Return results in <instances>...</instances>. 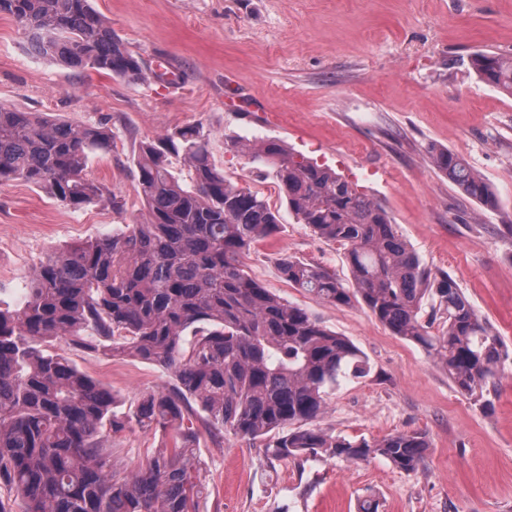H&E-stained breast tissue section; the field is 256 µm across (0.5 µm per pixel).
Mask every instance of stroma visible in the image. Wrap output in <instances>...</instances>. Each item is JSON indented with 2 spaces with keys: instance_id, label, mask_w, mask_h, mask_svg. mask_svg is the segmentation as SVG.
<instances>
[{
  "instance_id": "35a3bbf8",
  "label": "stroma",
  "mask_w": 512,
  "mask_h": 512,
  "mask_svg": "<svg viewBox=\"0 0 512 512\" xmlns=\"http://www.w3.org/2000/svg\"><path fill=\"white\" fill-rule=\"evenodd\" d=\"M145 80L72 69L34 54L0 14V104L71 123L103 124L112 150L87 174L113 204L74 209L31 184L0 185V306L14 305L45 253L117 232L140 217V141L188 124L210 135L224 176L267 201L276 234L244 256L249 275L349 338L371 366L326 397L317 427L347 438L426 433L415 471L381 458L269 459L263 440L201 433L194 452L206 487L199 512H512V365L488 407L475 405L415 343L366 308L335 307L293 288L276 261L291 255L349 280L344 250L300 224L273 169L231 151L232 137L276 139L379 203L433 274L450 275L512 349V95L482 82L474 52L512 57V0H92ZM463 157L498 205L465 196L431 148ZM115 396L116 413L173 382L137 358L67 350ZM163 431L113 434L121 471L164 447Z\"/></svg>"
}]
</instances>
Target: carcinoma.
<instances>
[{"label":"carcinoma","mask_w":512,"mask_h":512,"mask_svg":"<svg viewBox=\"0 0 512 512\" xmlns=\"http://www.w3.org/2000/svg\"><path fill=\"white\" fill-rule=\"evenodd\" d=\"M2 13L43 58L144 78L143 62L91 0H0ZM471 66L481 81L512 94V57L481 52ZM227 145L274 168L299 222L344 247L353 286L283 255L278 270L289 285L332 306H365L447 368L475 403L490 405L512 351L449 275L421 264L378 203L277 140L231 138ZM111 148L112 131L100 125L0 104V185L21 180L74 208L110 202L86 169L92 155ZM432 158L465 195L496 206V192L464 159L437 149ZM175 159L188 166L190 181L176 172ZM136 166L143 222L48 252L22 300L0 308V482L14 489L24 512H197L203 487L192 417L199 410L212 433L270 436L266 453L274 460L380 457L415 470L429 447L423 432L368 441L307 427L322 414L327 389L367 376L369 363L348 338L244 270L242 255L273 235L279 218L263 198L224 177L203 127L141 142ZM427 300L434 318L425 322ZM58 340L159 365L175 384L120 417L110 390L49 351ZM133 422L172 431L173 445L121 476L105 448Z\"/></svg>","instance_id":"1"}]
</instances>
